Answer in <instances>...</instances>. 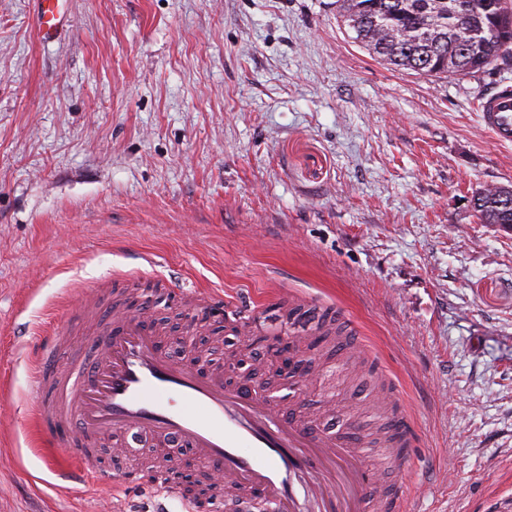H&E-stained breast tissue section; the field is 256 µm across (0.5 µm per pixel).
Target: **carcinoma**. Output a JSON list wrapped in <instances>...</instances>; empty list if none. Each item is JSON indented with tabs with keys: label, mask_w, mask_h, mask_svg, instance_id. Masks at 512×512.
I'll return each mask as SVG.
<instances>
[{
	"label": "carcinoma",
	"mask_w": 512,
	"mask_h": 512,
	"mask_svg": "<svg viewBox=\"0 0 512 512\" xmlns=\"http://www.w3.org/2000/svg\"><path fill=\"white\" fill-rule=\"evenodd\" d=\"M354 42L395 71L458 76L512 63V0H336ZM469 30L457 40L459 26ZM485 224H512L500 188L472 193Z\"/></svg>",
	"instance_id": "1"
}]
</instances>
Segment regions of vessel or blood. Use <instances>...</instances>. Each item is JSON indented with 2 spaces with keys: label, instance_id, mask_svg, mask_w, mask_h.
Masks as SVG:
<instances>
[{
  "label": "vessel or blood",
  "instance_id": "b4317fda",
  "mask_svg": "<svg viewBox=\"0 0 512 512\" xmlns=\"http://www.w3.org/2000/svg\"><path fill=\"white\" fill-rule=\"evenodd\" d=\"M33 24L40 41L64 27L60 0H37ZM483 129L512 143V81L487 92L478 113ZM98 316L86 326L99 358L70 360L67 327L54 328L35 363L39 431L49 447L74 458L92 475V441L116 432L153 440L158 447L190 449L204 473L224 480L239 496L225 512L262 504L269 512H303L318 502L322 512H399L401 496L376 495V474L366 464L369 432L354 422L356 440L315 429L304 417L284 416L261 400L250 384H228L223 372L203 371L191 358L168 349L146 309L113 310L106 293L95 298ZM398 451L413 439L406 416L395 419Z\"/></svg>",
  "mask_w": 512,
  "mask_h": 512
}]
</instances>
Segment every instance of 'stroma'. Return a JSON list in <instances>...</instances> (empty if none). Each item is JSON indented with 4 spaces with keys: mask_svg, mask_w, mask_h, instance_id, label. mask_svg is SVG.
<instances>
[{
    "mask_svg": "<svg viewBox=\"0 0 512 512\" xmlns=\"http://www.w3.org/2000/svg\"><path fill=\"white\" fill-rule=\"evenodd\" d=\"M33 9L0 0V512H186L44 461L32 364L101 283L144 289L171 333L198 289L262 305L245 343L315 344L296 398L251 360L283 408L375 427L389 384L414 443L370 462L402 512H512V231L470 203L512 186V145L477 117L512 70L393 71L336 0H67L49 44ZM323 313L353 325L358 365Z\"/></svg>",
    "mask_w": 512,
    "mask_h": 512,
    "instance_id": "1",
    "label": "stroma"
}]
</instances>
